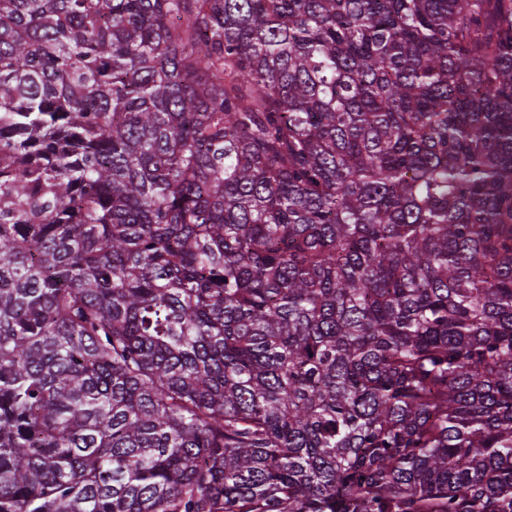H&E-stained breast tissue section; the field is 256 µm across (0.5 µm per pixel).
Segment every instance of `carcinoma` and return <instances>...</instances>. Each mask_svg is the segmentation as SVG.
<instances>
[{"label":"carcinoma","mask_w":512,"mask_h":512,"mask_svg":"<svg viewBox=\"0 0 512 512\" xmlns=\"http://www.w3.org/2000/svg\"><path fill=\"white\" fill-rule=\"evenodd\" d=\"M0 512H512V0H0Z\"/></svg>","instance_id":"carcinoma-1"}]
</instances>
